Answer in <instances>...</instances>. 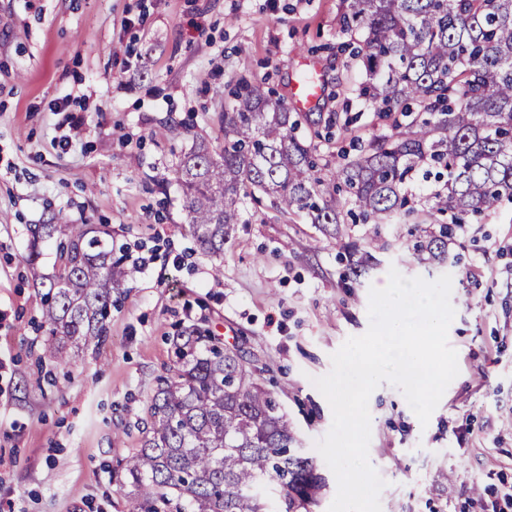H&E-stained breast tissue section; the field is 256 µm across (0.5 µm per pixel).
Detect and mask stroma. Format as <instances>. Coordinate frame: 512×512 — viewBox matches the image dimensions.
I'll return each instance as SVG.
<instances>
[{
	"mask_svg": "<svg viewBox=\"0 0 512 512\" xmlns=\"http://www.w3.org/2000/svg\"><path fill=\"white\" fill-rule=\"evenodd\" d=\"M347 40L339 0H0V512H130L112 469L141 447L169 338L191 324L246 351L314 450L332 411L312 380L367 331L369 290L393 268L451 275L459 374L425 426L395 386L371 394L382 512H490L512 489L511 199L458 228L439 266L407 259V225L352 224L340 243L266 201L220 253L188 230L176 162L196 139L222 146L228 80L285 99L317 63L309 120L349 121L316 144L332 169L389 133ZM38 224L109 225L139 264L112 291L106 342L62 362L42 322L56 250L27 262Z\"/></svg>",
	"mask_w": 512,
	"mask_h": 512,
	"instance_id": "stroma-1",
	"label": "stroma"
}]
</instances>
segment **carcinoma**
I'll return each instance as SVG.
<instances>
[{"instance_id": "carcinoma-1", "label": "carcinoma", "mask_w": 512, "mask_h": 512, "mask_svg": "<svg viewBox=\"0 0 512 512\" xmlns=\"http://www.w3.org/2000/svg\"><path fill=\"white\" fill-rule=\"evenodd\" d=\"M365 81L358 95L393 120L391 133L322 174L300 115L271 90L238 80L224 100V146L204 142L175 168L189 231L219 252L247 202L273 199L284 216H305L337 236L342 225L412 224L415 259L442 261L448 230L512 199V0H342ZM441 184L427 208L415 174ZM438 229L421 227V218ZM56 240L59 272L44 324L77 345H102L112 289L136 273L113 258L112 233L90 224H40ZM174 359L150 397L151 427L122 460L117 482L132 512H301L326 487L313 458L260 370L237 347L205 331L172 337Z\"/></svg>"}]
</instances>
